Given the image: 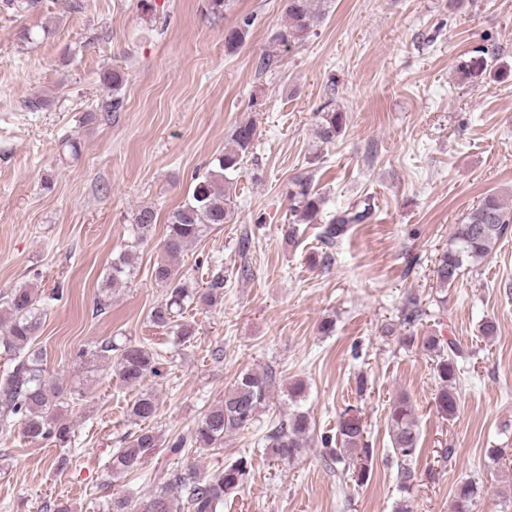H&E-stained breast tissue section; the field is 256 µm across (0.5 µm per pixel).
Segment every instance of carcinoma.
<instances>
[{
  "mask_svg": "<svg viewBox=\"0 0 512 512\" xmlns=\"http://www.w3.org/2000/svg\"><path fill=\"white\" fill-rule=\"evenodd\" d=\"M327 0H285L284 23L274 35L275 51L262 59L266 67L276 61V51H288L303 43L325 14ZM250 22L227 31L225 45L229 52L236 51L245 41ZM492 66L485 51L474 55L461 66L464 78L483 79ZM110 94L98 104L106 114L123 107L120 92L124 86L121 73L112 71L103 77ZM317 134L326 143L335 141L347 126L348 115L328 98L317 111ZM256 130L248 122L236 126L224 152L215 159L214 168L196 178L189 199L168 217L163 240L164 259L154 268V280L165 287L164 298L150 312V322L158 328L174 332L182 343L191 341L194 328L184 321V313L192 303L214 306L224 299V277L215 274L206 288H196L180 275L175 267L187 248L200 241L217 226L228 224L234 217L235 203L231 194L235 174L243 157L250 153ZM290 211L294 216L289 225L288 238L296 236V225L313 222L321 211L324 198L317 192L314 175L298 176L287 188ZM370 204L359 211L344 210L337 213L324 230V241L332 245L344 236L351 224H361L370 215ZM153 209L144 207L132 216L134 241L112 261L101 288L98 310L103 311L112 299V289L127 283L133 271V248L147 239L155 224ZM512 234V205H507L496 193L486 194L460 222L448 246L436 258L434 273L440 297L437 304L447 302L448 289L453 287L464 266L486 258L497 244ZM63 297L59 290L37 296L34 289H13L4 301L0 315V352L12 356L14 368L0 378V432L7 433L17 425L22 435L32 443L49 442L65 450L75 443L72 421L59 411L66 396L63 386L52 384L44 377L45 356L35 347L40 328L42 307ZM426 348L436 353V373L439 380L435 396L436 410L441 416L453 418L457 412V384L459 372L457 357L460 351L451 339L432 336ZM79 361L90 364L97 361L113 362L118 375L130 387L144 382L149 376L161 375L159 358L143 346H118L113 340L77 350ZM272 376L251 370L241 373L224 401L212 406L197 425L187 434L168 441L165 451L179 459L190 451L224 446V437L252 425L258 415L268 407ZM157 398L151 392H142L129 410L130 422L138 430L130 433L125 446L112 454L108 469L112 478L126 476L142 470L148 457L160 447L159 436L147 426L157 412ZM390 440L397 466V478L402 492L411 494L416 473L410 461L419 451L415 408L403 396L395 402L388 416ZM312 426L308 413L294 410L279 420L265 435V448L278 461L294 460L304 448ZM321 443L328 459L342 466V473H352L351 479L359 484L369 481L374 449L365 439L364 431L354 406H347L340 415L336 436L324 435ZM250 473L248 459L241 457L208 476L201 475L191 465L175 466L162 477V482L149 499L132 503L129 497L112 498L110 512H180L183 503L187 512H218L224 498L238 492ZM484 486L475 480H466L453 492L451 512H474L483 497Z\"/></svg>",
  "mask_w": 512,
  "mask_h": 512,
  "instance_id": "obj_1",
  "label": "carcinoma"
}]
</instances>
